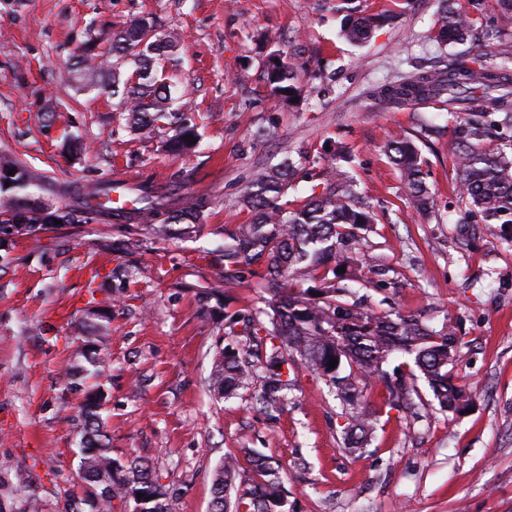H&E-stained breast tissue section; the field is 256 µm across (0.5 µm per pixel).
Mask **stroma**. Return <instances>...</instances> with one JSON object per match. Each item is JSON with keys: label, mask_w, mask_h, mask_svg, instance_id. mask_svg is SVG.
<instances>
[{"label": "stroma", "mask_w": 512, "mask_h": 512, "mask_svg": "<svg viewBox=\"0 0 512 512\" xmlns=\"http://www.w3.org/2000/svg\"><path fill=\"white\" fill-rule=\"evenodd\" d=\"M385 14L363 46L341 35L342 15L321 0H0V158L22 161L58 186L87 187L115 171L211 205L195 233L143 231L135 261L105 248L118 224H51L0 238V512H96L78 476L83 390L100 385L112 455L150 464L172 512H210L211 475L225 455L255 448L288 476L295 512H512V226L459 236L455 119L433 101L386 110L371 92L416 67L512 51V16L498 0H458L472 20L462 44L439 49L441 0H355ZM153 17L179 45L164 71L173 97L195 106L199 147L172 155L162 134L127 127L111 76L85 85L75 65L87 38L109 47L114 31ZM298 69L295 103L271 96L260 76L267 52ZM441 126L425 132V122ZM402 133L419 147L435 210L418 211L384 147ZM336 153L377 222L357 252L379 314L414 312L462 338L459 376L471 412L380 408L365 450L349 453L342 406L330 384L300 371L276 419L249 391L219 399L206 381L211 353L227 343L224 311L196 291L218 285L224 227L251 221L237 206L253 172L284 156ZM108 310V365L91 376L73 325L87 306ZM80 367L62 380L65 360ZM304 469H297L298 459Z\"/></svg>", "instance_id": "obj_1"}]
</instances>
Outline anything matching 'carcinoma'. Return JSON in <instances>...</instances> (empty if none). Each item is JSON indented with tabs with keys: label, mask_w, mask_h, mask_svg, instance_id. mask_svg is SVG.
<instances>
[{
	"label": "carcinoma",
	"mask_w": 512,
	"mask_h": 512,
	"mask_svg": "<svg viewBox=\"0 0 512 512\" xmlns=\"http://www.w3.org/2000/svg\"><path fill=\"white\" fill-rule=\"evenodd\" d=\"M349 0H336L330 9L345 13L342 35L360 46L371 37L379 18L357 14L347 7ZM441 44L466 39L470 21L465 13L444 6L436 21ZM154 21L148 17L131 22L113 33L112 94L121 95L126 105V121L140 133H151L157 124L169 121L172 135L166 147L172 154L195 148L192 139H200L197 125L182 117L189 104L173 107L169 85L156 69L157 57L176 51L178 40L158 37ZM102 54L95 41L85 42L78 55L82 79L98 76ZM281 54H266L263 76L277 99L288 102L299 93L297 69L277 62ZM507 57L494 67H473L465 61L441 69L410 71L396 81L384 84L375 93L388 105L448 98V103L476 86L485 98L467 99V112L453 113L458 149L457 177L460 186L459 224H482L491 229L496 224H512V157L484 149L495 132L512 130V68ZM293 94H285V90ZM388 157L399 169L415 206L432 207L433 199L426 183L423 160L416 145L401 136L387 144ZM322 190L312 193L298 207L281 203L291 179L299 172L287 159L277 167L260 168L251 177L237 204L254 213L253 221L224 228V268L222 278L227 290L203 288L205 301L216 299L224 304V319L230 334L244 341L246 350L228 343L211 357L208 378L210 393L229 398L252 386L259 371H266L259 389L251 399L267 415L283 411L286 391L297 387V371H307L336 388V395L348 402L360 391L363 380H371L380 389L385 407L409 410L416 405L419 392L415 380L424 378L431 388L440 411L460 413L471 403L472 394L459 383L454 366L460 362L461 340L453 327L435 331L414 314L395 317L379 315L359 302H349L347 282L358 263L354 244L359 231L375 223L369 207L360 200L356 183L336 172V166L312 162ZM49 184L47 176L30 170L15 160L0 162V191L38 189ZM58 192L68 196L63 209L48 213L25 195L13 194L0 203V216L25 218L32 224L100 223L105 220L124 224L120 249L134 253L140 249L139 227L148 226L159 237L170 233V225H186L190 233L208 208L209 201L196 197L190 201L176 197L150 180L128 188L133 195L130 209L111 206L112 183H100L87 190L81 185H66ZM345 267V272L337 271ZM298 273L313 283L309 293L285 288L288 276ZM262 281L271 294L267 308L257 310L242 306L230 310L229 289L242 287L252 279ZM397 356H409V373L385 369ZM338 360L330 367L331 359ZM100 389L86 391L79 406L92 438L80 448L83 479L101 484L106 478L108 496L99 500L98 512H113L114 501L134 503V512H170L166 491L152 467L137 459L120 461L112 457L108 436L101 430L97 410L89 398ZM377 410L365 404L348 412L345 431L347 449H364L373 433ZM247 466L235 455L227 456L212 478L213 512H288V489L280 467L253 448L244 451ZM143 494L138 499L137 494Z\"/></svg>",
	"instance_id": "1"
}]
</instances>
